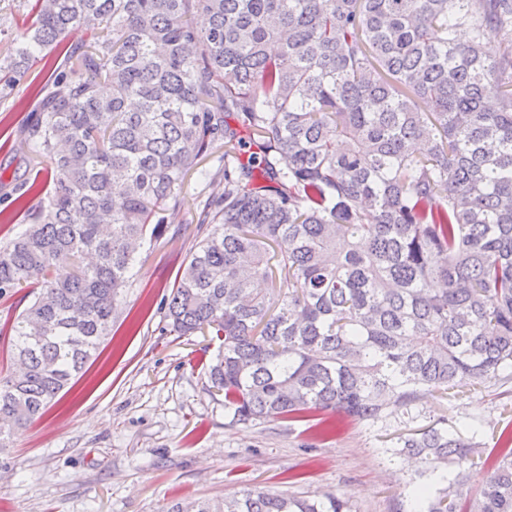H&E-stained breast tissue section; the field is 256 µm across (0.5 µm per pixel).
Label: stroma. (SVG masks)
Returning <instances> with one entry per match:
<instances>
[{
    "mask_svg": "<svg viewBox=\"0 0 512 512\" xmlns=\"http://www.w3.org/2000/svg\"><path fill=\"white\" fill-rule=\"evenodd\" d=\"M30 19L24 0H0L1 59ZM63 67V50L46 49L23 77L0 80V238L21 231L30 205L13 194V181L50 185L22 128ZM223 163L219 144L188 179L191 211L139 249L97 361L0 448V512H166L177 499L232 498L248 488L332 492L355 512H413L414 470L388 461L384 429L342 420L324 436L315 419L230 424L207 374L217 341L171 332L166 302L201 237L193 212L221 193L208 174ZM459 394L450 403L424 398L418 409L427 421H479L478 441L494 447L512 424V394L496 386Z\"/></svg>",
    "mask_w": 512,
    "mask_h": 512,
    "instance_id": "stroma-1",
    "label": "stroma"
}]
</instances>
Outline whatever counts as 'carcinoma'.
<instances>
[{
  "label": "carcinoma",
  "instance_id": "1",
  "mask_svg": "<svg viewBox=\"0 0 512 512\" xmlns=\"http://www.w3.org/2000/svg\"><path fill=\"white\" fill-rule=\"evenodd\" d=\"M4 69L82 27L26 125L52 189L0 241L24 366L22 425L94 358L135 245L190 210L216 143L224 191L167 300L171 330L219 341L235 425L342 416L400 429L420 512H512V430L412 428L427 394L512 383V0H35ZM501 43L490 57L484 41ZM112 85L102 96L100 82ZM482 469L479 488L469 471ZM453 477H448V474ZM168 512H354L332 493L251 488ZM16 290L11 295L0 297V328L21 312L32 299V296H27L30 288H17Z\"/></svg>",
  "mask_w": 512,
  "mask_h": 512
}]
</instances>
